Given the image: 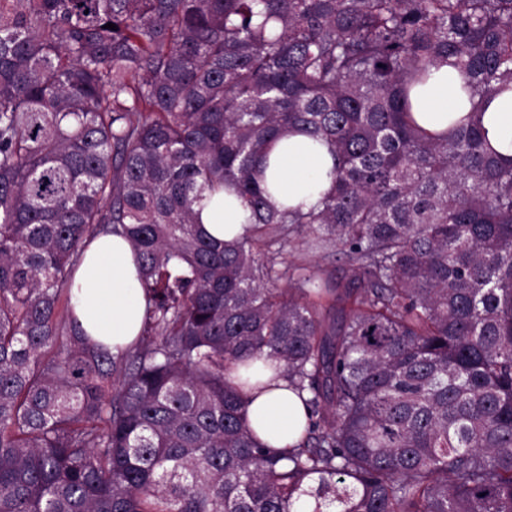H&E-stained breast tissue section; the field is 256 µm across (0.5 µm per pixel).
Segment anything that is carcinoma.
<instances>
[{
  "instance_id": "cac0c4a2",
  "label": "carcinoma",
  "mask_w": 512,
  "mask_h": 512,
  "mask_svg": "<svg viewBox=\"0 0 512 512\" xmlns=\"http://www.w3.org/2000/svg\"><path fill=\"white\" fill-rule=\"evenodd\" d=\"M442 63L476 102L434 137L408 93ZM505 88L512 0H0V512H512ZM293 129L335 160L306 211L258 177ZM227 185L251 220L217 243ZM101 232L147 296L115 352L69 313ZM261 358L306 394L292 448L225 377ZM483 124L490 147L512 158V90L499 93L485 105ZM249 216L241 200L226 191L223 197L205 193L197 215L200 228L217 241L232 240L239 235ZM299 239H296L294 245L288 247V251L291 254V259L300 262L304 257L310 259L313 263L320 265L323 268H326L329 271H332L336 274L341 273L342 269L345 267V259L341 257V255H333L330 257H326L323 254L310 255L306 256L304 252L301 250L302 247L298 245ZM341 257V258H340Z\"/></svg>"
}]
</instances>
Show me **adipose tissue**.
I'll return each instance as SVG.
<instances>
[{"label":"adipose tissue","instance_id":"adipose-tissue-1","mask_svg":"<svg viewBox=\"0 0 512 512\" xmlns=\"http://www.w3.org/2000/svg\"><path fill=\"white\" fill-rule=\"evenodd\" d=\"M412 114L431 133H441L472 109L463 75L444 65L432 70L412 93ZM486 139L499 154L512 158V90L485 106ZM333 160L326 146L300 134L278 139L263 170L272 202L279 207L310 206L330 185ZM248 210L231 194L206 195L199 210L200 228L211 238L228 241L246 226ZM73 318L86 335L107 346H125L139 335L146 296L130 242L118 234L91 239L75 273L70 303ZM247 418L257 437L275 448L301 438L306 409L283 374L270 370L252 378L245 392Z\"/></svg>","mask_w":512,"mask_h":512}]
</instances>
